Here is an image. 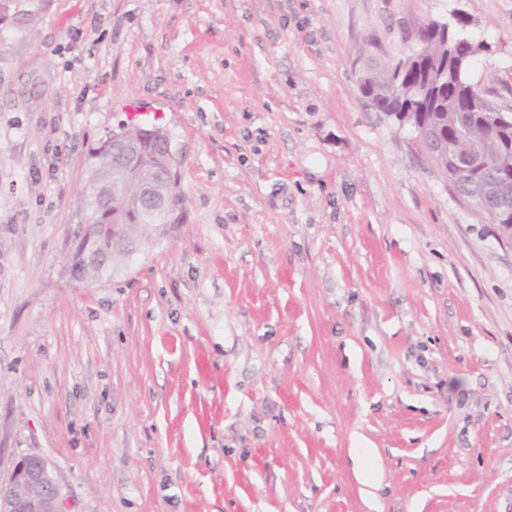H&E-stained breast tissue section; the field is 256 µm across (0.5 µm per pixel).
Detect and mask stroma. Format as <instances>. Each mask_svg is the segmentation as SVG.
Masks as SVG:
<instances>
[{
	"mask_svg": "<svg viewBox=\"0 0 512 512\" xmlns=\"http://www.w3.org/2000/svg\"><path fill=\"white\" fill-rule=\"evenodd\" d=\"M0 23V476L66 512H512V238L359 89L512 0H15ZM167 135L180 220L67 265L91 150ZM62 508L60 486L43 455H20L8 477H0L1 512H63Z\"/></svg>",
	"mask_w": 512,
	"mask_h": 512,
	"instance_id": "1",
	"label": "stroma"
}]
</instances>
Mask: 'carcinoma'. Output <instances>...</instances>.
Wrapping results in <instances>:
<instances>
[{
	"instance_id": "cac0c4a2",
	"label": "carcinoma",
	"mask_w": 512,
	"mask_h": 512,
	"mask_svg": "<svg viewBox=\"0 0 512 512\" xmlns=\"http://www.w3.org/2000/svg\"><path fill=\"white\" fill-rule=\"evenodd\" d=\"M416 59L411 67L395 66L373 72L374 81L361 87L362 93L374 102V109L387 116L410 110L414 118L425 123L438 136L449 137L456 131L458 120L469 122L474 142L495 161L500 154L512 158V125L497 124L482 104L485 97L469 81L470 68L460 64L459 57L448 43L427 29L413 39ZM129 147L121 159L123 167L121 190L109 202L89 207L87 223L95 225L94 236L75 248L70 262L82 261V253L95 252L115 258L131 253L150 229L174 224V212L146 211L138 205L140 177L157 176L167 181L173 205H179L181 194L178 174L173 167L170 146L159 140L154 128L131 126L124 129ZM111 139H106L90 155L91 174L112 172ZM487 177L508 180L512 187V169H475L471 180Z\"/></svg>"
}]
</instances>
